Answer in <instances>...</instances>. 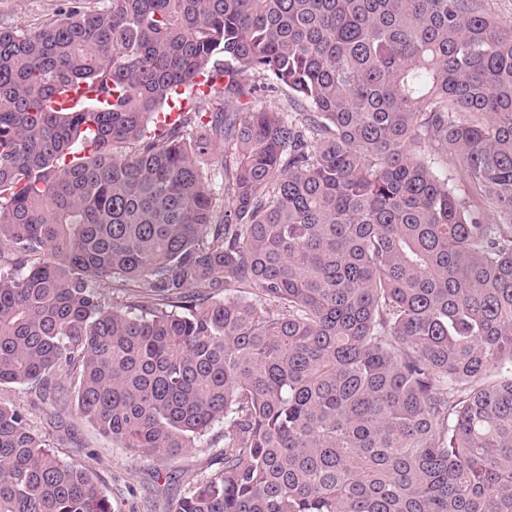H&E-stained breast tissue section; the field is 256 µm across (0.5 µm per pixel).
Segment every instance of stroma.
<instances>
[{
	"label": "stroma",
	"instance_id": "obj_1",
	"mask_svg": "<svg viewBox=\"0 0 512 512\" xmlns=\"http://www.w3.org/2000/svg\"><path fill=\"white\" fill-rule=\"evenodd\" d=\"M63 0H0V28L36 29L54 17ZM0 403L18 409L65 462L89 468L112 512H162L168 499L186 492L215 470L211 449L189 448L174 456L131 453L116 447L73 402L40 399L27 385L0 386Z\"/></svg>",
	"mask_w": 512,
	"mask_h": 512
}]
</instances>
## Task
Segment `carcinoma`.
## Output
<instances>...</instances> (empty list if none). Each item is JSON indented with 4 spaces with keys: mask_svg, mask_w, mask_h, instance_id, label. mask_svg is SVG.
I'll return each mask as SVG.
<instances>
[{
    "mask_svg": "<svg viewBox=\"0 0 512 512\" xmlns=\"http://www.w3.org/2000/svg\"><path fill=\"white\" fill-rule=\"evenodd\" d=\"M79 84L104 97L47 107ZM59 376L131 452L222 427L168 512H512V26L477 0H67L0 28V385ZM0 512L111 508L0 404Z\"/></svg>",
    "mask_w": 512,
    "mask_h": 512,
    "instance_id": "cac0c4a2",
    "label": "carcinoma"
}]
</instances>
